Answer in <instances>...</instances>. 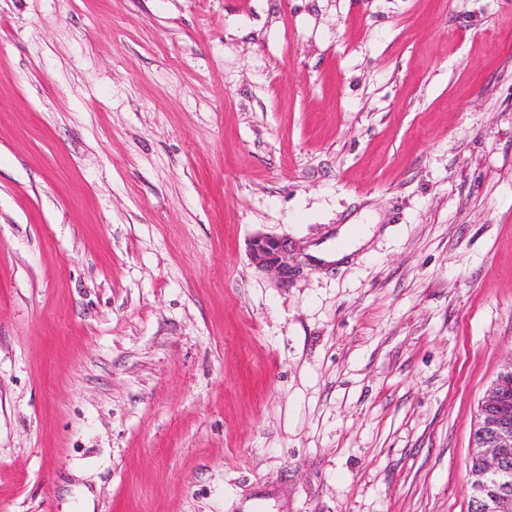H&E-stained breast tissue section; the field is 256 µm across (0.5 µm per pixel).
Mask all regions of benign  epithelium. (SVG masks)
<instances>
[{
  "label": "benign epithelium",
  "mask_w": 512,
  "mask_h": 512,
  "mask_svg": "<svg viewBox=\"0 0 512 512\" xmlns=\"http://www.w3.org/2000/svg\"><path fill=\"white\" fill-rule=\"evenodd\" d=\"M252 257L283 282L298 269L296 253L286 239H256ZM477 419L480 442L474 452L479 468L469 482L468 512H512V361L486 391Z\"/></svg>",
  "instance_id": "obj_1"
}]
</instances>
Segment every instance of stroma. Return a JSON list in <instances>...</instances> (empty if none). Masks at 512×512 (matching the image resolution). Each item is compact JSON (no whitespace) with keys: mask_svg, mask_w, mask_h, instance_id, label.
<instances>
[{"mask_svg":"<svg viewBox=\"0 0 512 512\" xmlns=\"http://www.w3.org/2000/svg\"><path fill=\"white\" fill-rule=\"evenodd\" d=\"M511 358L512 0H0V512H467ZM294 251L286 239L258 238L253 244L252 257L258 265L274 271L281 281L288 282L299 268Z\"/></svg>","mask_w":512,"mask_h":512,"instance_id":"1","label":"stroma"}]
</instances>
